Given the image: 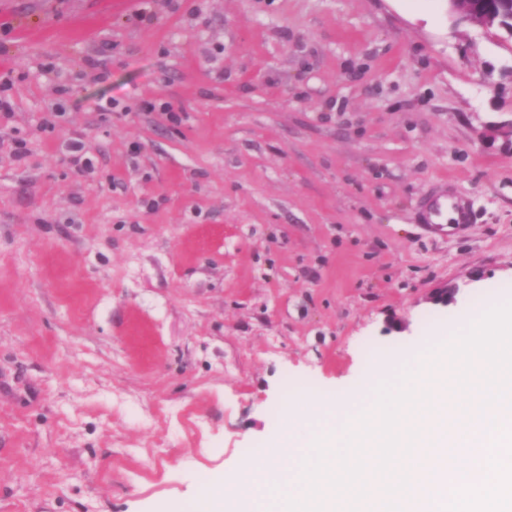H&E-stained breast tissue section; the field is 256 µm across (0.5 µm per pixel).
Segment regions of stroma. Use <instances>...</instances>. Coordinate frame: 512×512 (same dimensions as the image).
Segmentation results:
<instances>
[{
	"label": "stroma",
	"instance_id": "1",
	"mask_svg": "<svg viewBox=\"0 0 512 512\" xmlns=\"http://www.w3.org/2000/svg\"><path fill=\"white\" fill-rule=\"evenodd\" d=\"M0 84V512H193L512 295V36L444 0H0ZM450 213V218H448ZM422 224H427L434 233L448 232L461 229L469 224L470 215L468 207L461 200L448 194L446 191L438 192L425 200L420 209Z\"/></svg>",
	"mask_w": 512,
	"mask_h": 512
}]
</instances>
